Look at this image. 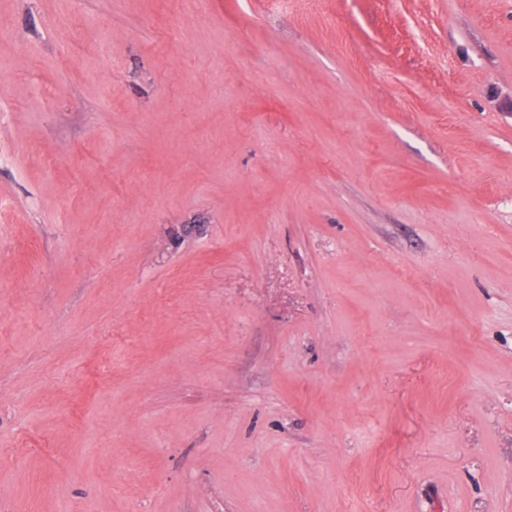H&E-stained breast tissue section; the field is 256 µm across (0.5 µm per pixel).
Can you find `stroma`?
<instances>
[{
	"label": "stroma",
	"instance_id": "1",
	"mask_svg": "<svg viewBox=\"0 0 512 512\" xmlns=\"http://www.w3.org/2000/svg\"><path fill=\"white\" fill-rule=\"evenodd\" d=\"M0 512H512V0H0Z\"/></svg>",
	"mask_w": 512,
	"mask_h": 512
}]
</instances>
